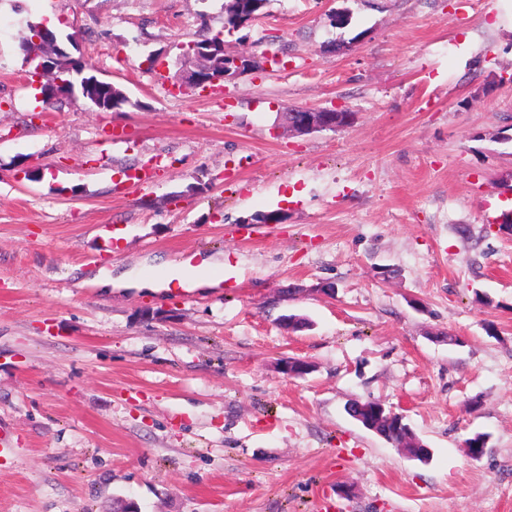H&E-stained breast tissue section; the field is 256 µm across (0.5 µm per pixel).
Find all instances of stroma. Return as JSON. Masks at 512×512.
<instances>
[{"label":"stroma","instance_id":"obj_1","mask_svg":"<svg viewBox=\"0 0 512 512\" xmlns=\"http://www.w3.org/2000/svg\"><path fill=\"white\" fill-rule=\"evenodd\" d=\"M224 3L0 0V512H512V0H268L225 50L281 64L175 90ZM52 19L129 107L37 101L18 40ZM296 107L354 120L281 133ZM205 259L223 287L180 290ZM376 405L377 401L375 400H355L348 405L347 411L355 420H358L360 418L359 416L365 417L366 419L370 417L373 418L372 420H374V423L378 422L380 432L385 434L387 443L393 448H398L408 424L403 420L402 429H399L394 422H390L386 418H383L382 420H375L374 410Z\"/></svg>","mask_w":512,"mask_h":512}]
</instances>
